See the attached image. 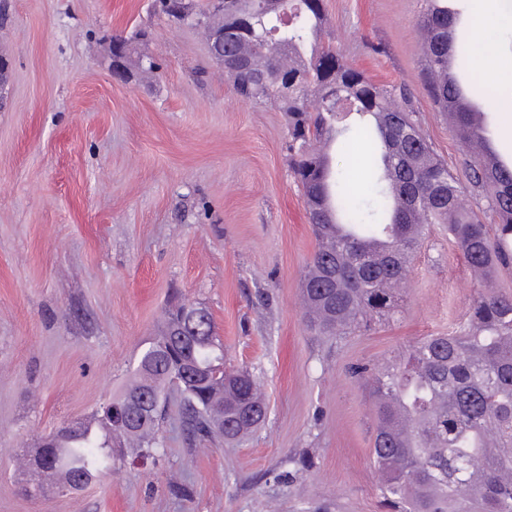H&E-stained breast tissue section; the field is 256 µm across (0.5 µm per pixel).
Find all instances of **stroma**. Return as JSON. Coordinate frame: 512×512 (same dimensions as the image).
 <instances>
[{
	"mask_svg": "<svg viewBox=\"0 0 512 512\" xmlns=\"http://www.w3.org/2000/svg\"><path fill=\"white\" fill-rule=\"evenodd\" d=\"M0 55V512H387L372 407L347 372L454 333L483 290L444 225L429 230L390 319L312 336L303 272L316 248L288 169V116L243 101L203 35L150 0H6ZM423 0H326L328 30L373 82L408 90L452 172L468 159L423 80ZM145 29L155 73L112 80L108 40ZM456 69L512 163V96ZM209 309L226 361L260 377L265 425L240 445L187 448L170 409L167 451L115 464L76 494L21 493L11 458L89 418L128 381L172 296Z\"/></svg>",
	"mask_w": 512,
	"mask_h": 512,
	"instance_id": "35a3bbf8",
	"label": "stroma"
}]
</instances>
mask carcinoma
I'll return each mask as SVG.
<instances>
[{
  "instance_id": "cac0c4a2",
  "label": "carcinoma",
  "mask_w": 512,
  "mask_h": 512,
  "mask_svg": "<svg viewBox=\"0 0 512 512\" xmlns=\"http://www.w3.org/2000/svg\"><path fill=\"white\" fill-rule=\"evenodd\" d=\"M417 26L431 41L423 71L438 109L457 107L459 141L473 154L466 181L437 157L423 135L406 88H387L353 68L324 41L325 0H287L293 16L281 23L267 0H224V18L210 17L201 0L181 4L188 25L224 28V71L233 90L253 102H273L288 113V168L301 188L318 241L302 281L303 316L318 336L339 340L371 329V317L389 318L407 271L395 260L412 259L431 224L448 225V238L473 272L487 280L512 265V164L493 170L481 159L471 131L482 112L458 77L448 78L455 55L456 18L448 0H424ZM123 43L131 73L157 69L135 43ZM354 104L362 126L348 136L336 100ZM352 156L369 177L355 196L350 174L332 153ZM491 190L494 225L462 205L465 191ZM177 310H167L157 335L136 357L128 384L112 395L121 401L148 389L159 410L129 427L98 416L65 423L52 445L48 485L61 493L101 479L114 460L112 434L121 433L134 458L165 454L161 423L176 396L189 446L248 439L267 418L258 379L247 368L224 364V345L204 325L195 336L167 344ZM215 368L209 390L182 385L186 364ZM351 375L370 396L375 418L371 449L390 512H512V297L481 293L466 329L455 336H427L380 365H357ZM231 422L217 423L218 417Z\"/></svg>"
}]
</instances>
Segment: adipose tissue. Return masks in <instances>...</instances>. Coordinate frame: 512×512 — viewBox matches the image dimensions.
Listing matches in <instances>:
<instances>
[{"mask_svg":"<svg viewBox=\"0 0 512 512\" xmlns=\"http://www.w3.org/2000/svg\"><path fill=\"white\" fill-rule=\"evenodd\" d=\"M473 24L482 38L473 49L480 73L485 80L512 85V59H502L494 39L495 30L503 25L512 27V0H473Z\"/></svg>","mask_w":512,"mask_h":512,"instance_id":"ef3b65f1","label":"adipose tissue"}]
</instances>
